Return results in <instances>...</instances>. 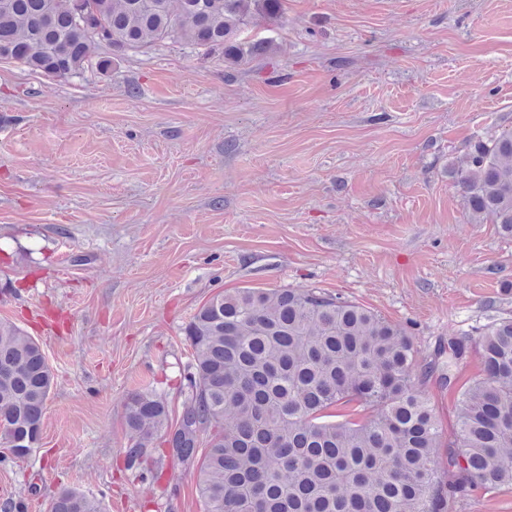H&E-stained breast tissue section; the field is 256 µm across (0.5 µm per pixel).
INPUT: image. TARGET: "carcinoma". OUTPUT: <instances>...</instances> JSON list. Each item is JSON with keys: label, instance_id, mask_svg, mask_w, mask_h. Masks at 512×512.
Here are the masks:
<instances>
[{"label": "carcinoma", "instance_id": "cac0c4a2", "mask_svg": "<svg viewBox=\"0 0 512 512\" xmlns=\"http://www.w3.org/2000/svg\"><path fill=\"white\" fill-rule=\"evenodd\" d=\"M0 0V60L53 78L164 40L224 53L243 66L265 43L240 39L281 0ZM448 175L476 223L512 237V131L470 146ZM193 362L176 423L159 397L131 394L129 466L158 447L198 467L205 512H454L478 489L512 486V318L486 326L483 375L459 389L455 439L442 440L426 388L434 371L452 389L470 351L451 336L424 370L400 327L315 288H232L186 328ZM53 373L40 345L0 321V444L30 454L41 437ZM50 512H101L64 489Z\"/></svg>", "mask_w": 512, "mask_h": 512}]
</instances>
